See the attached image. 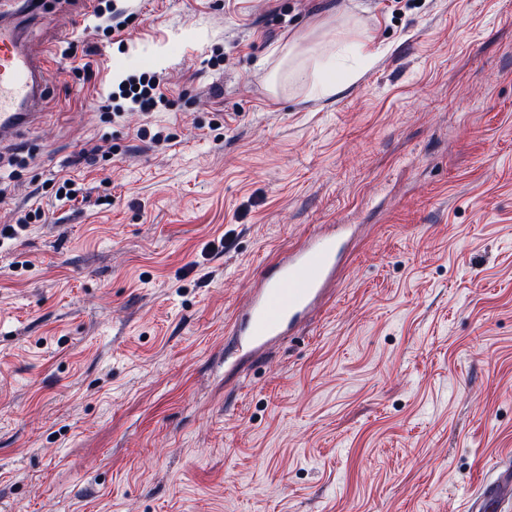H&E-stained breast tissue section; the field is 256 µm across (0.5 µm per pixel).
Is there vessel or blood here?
I'll list each match as a JSON object with an SVG mask.
<instances>
[{
    "mask_svg": "<svg viewBox=\"0 0 512 512\" xmlns=\"http://www.w3.org/2000/svg\"><path fill=\"white\" fill-rule=\"evenodd\" d=\"M11 0H0V144L14 140L40 115L50 67L23 45L20 31L6 23ZM349 239L348 230L316 234L267 264L234 314L231 334L239 351L253 355L293 336L323 305ZM512 501V466L484 482L468 512H503Z\"/></svg>",
    "mask_w": 512,
    "mask_h": 512,
    "instance_id": "1",
    "label": "vessel or blood"
}]
</instances>
